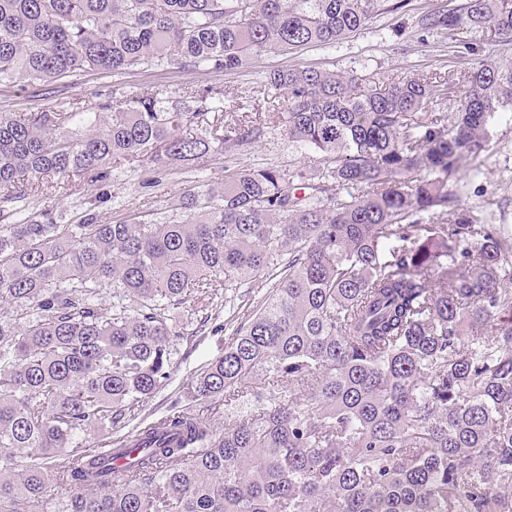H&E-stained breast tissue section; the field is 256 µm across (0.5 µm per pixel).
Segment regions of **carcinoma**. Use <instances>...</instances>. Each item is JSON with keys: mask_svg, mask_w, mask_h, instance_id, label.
Segmentation results:
<instances>
[{"mask_svg": "<svg viewBox=\"0 0 512 512\" xmlns=\"http://www.w3.org/2000/svg\"><path fill=\"white\" fill-rule=\"evenodd\" d=\"M378 2L0 0V84L234 72L348 39ZM422 22L512 49V0H463ZM265 86L284 98L232 124L207 118L226 112L216 86L121 93L96 112H0L6 203L30 198L24 176L109 182L116 157L187 171L276 126L317 155L309 172L227 169L220 189L173 194L182 221L12 210L0 224L12 307L0 316V512H45L53 488L57 512H512V237L457 192L461 160L512 112V63L382 84L282 67ZM461 87L450 118L439 105ZM258 280L264 297L186 385L191 404L222 402L224 428L172 410L113 442L140 449L124 471L73 444L135 418L171 377L170 344L210 308L249 302Z\"/></svg>", "mask_w": 512, "mask_h": 512, "instance_id": "cac0c4a2", "label": "carcinoma"}]
</instances>
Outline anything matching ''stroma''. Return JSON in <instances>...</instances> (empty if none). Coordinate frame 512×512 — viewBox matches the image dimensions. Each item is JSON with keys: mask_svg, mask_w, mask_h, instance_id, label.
Returning a JSON list of instances; mask_svg holds the SVG:
<instances>
[{"mask_svg": "<svg viewBox=\"0 0 512 512\" xmlns=\"http://www.w3.org/2000/svg\"><path fill=\"white\" fill-rule=\"evenodd\" d=\"M450 0H380L378 10L357 34L327 48H310L296 54L253 57L247 67L231 73H208L190 66L148 67L124 77L81 73L49 84L19 80L0 85V112H37L76 102L94 110L112 98L114 89L170 91L221 87L226 104L244 109L267 106L261 84L270 70L290 65L315 66L340 73L390 79L408 72L429 73L456 68L464 47H451L446 34L425 30L421 17ZM312 158L301 152L279 129L267 130L250 148L229 147L224 155L206 157L196 166L198 184L212 188L224 184L225 167L282 166L311 169ZM111 183L59 178L40 195L42 206L52 210L58 223H77L85 209L99 221L109 222L127 211L163 212L167 194L184 191V177H164L163 189L151 188L156 176L151 165L113 161ZM461 195L465 208L484 224H499L512 232V116L500 115L488 126L485 152L478 161H465L461 171ZM216 329H205L191 344H177L168 385L146 401L136 422L144 425L165 414L182 395V386L207 363L224 353L237 323L229 312L219 313Z\"/></svg>", "mask_w": 512, "mask_h": 512, "instance_id": "stroma-1", "label": "stroma"}]
</instances>
